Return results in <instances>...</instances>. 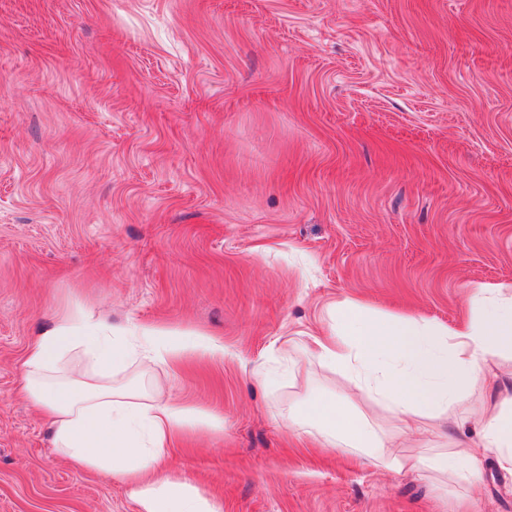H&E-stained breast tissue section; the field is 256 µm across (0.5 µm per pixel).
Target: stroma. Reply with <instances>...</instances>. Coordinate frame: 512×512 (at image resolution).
Returning <instances> with one entry per match:
<instances>
[{"instance_id": "1", "label": "stroma", "mask_w": 512, "mask_h": 512, "mask_svg": "<svg viewBox=\"0 0 512 512\" xmlns=\"http://www.w3.org/2000/svg\"><path fill=\"white\" fill-rule=\"evenodd\" d=\"M479 284L512 296V0H0V512H138L18 393L78 305L223 343L159 376L224 417L168 460L224 512H512L493 456L444 490L273 416L343 392L299 353L333 305L452 326ZM288 351L297 381L259 384ZM469 393L512 400V354Z\"/></svg>"}]
</instances>
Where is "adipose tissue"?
Returning <instances> with one entry per match:
<instances>
[{
	"instance_id": "adipose-tissue-1",
	"label": "adipose tissue",
	"mask_w": 512,
	"mask_h": 512,
	"mask_svg": "<svg viewBox=\"0 0 512 512\" xmlns=\"http://www.w3.org/2000/svg\"><path fill=\"white\" fill-rule=\"evenodd\" d=\"M471 303L474 316L451 327L337 304L335 329L310 337L304 351L319 366L342 371L345 392L278 401L277 419L322 447L395 473L440 474L449 485L470 488L479 480L478 454L489 451L512 476V406L486 413L468 405V389L489 362L512 353V297L481 286ZM192 354L220 358L224 345L188 330L116 327L79 307L42 327L28 345L20 390L48 419L55 451L77 469L127 486L138 512H223L220 500L163 467L187 429L224 428L222 415L186 407L154 379ZM358 397L395 417L397 427L384 429L358 412ZM457 414L475 422L478 447L405 451L401 438L413 423Z\"/></svg>"
}]
</instances>
